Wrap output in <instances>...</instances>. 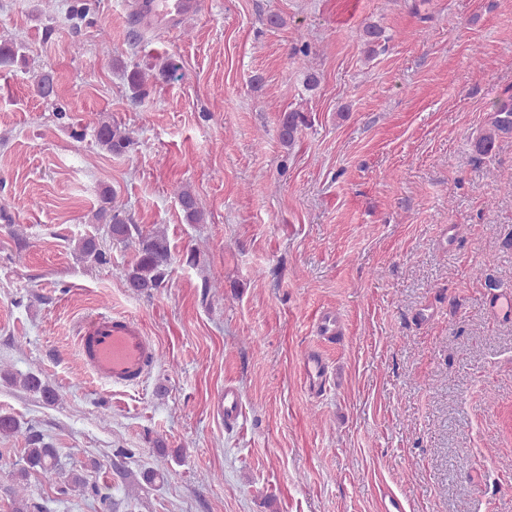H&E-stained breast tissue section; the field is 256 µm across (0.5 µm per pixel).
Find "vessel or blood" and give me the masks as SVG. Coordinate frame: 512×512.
Returning <instances> with one entry per match:
<instances>
[{
  "mask_svg": "<svg viewBox=\"0 0 512 512\" xmlns=\"http://www.w3.org/2000/svg\"><path fill=\"white\" fill-rule=\"evenodd\" d=\"M128 6L131 12L162 31L173 28L184 17L201 13L204 3L203 0H129ZM315 329L319 344L304 352L300 369L308 394L318 399L331 377L320 347L341 341L342 326L335 312L326 311L318 316ZM77 353L98 379L113 386L130 387L141 382L154 366L158 346L132 318L100 313L82 326ZM219 407L226 426L239 422L243 409L236 387L225 386Z\"/></svg>",
  "mask_w": 512,
  "mask_h": 512,
  "instance_id": "b4317fda",
  "label": "vessel or blood"
}]
</instances>
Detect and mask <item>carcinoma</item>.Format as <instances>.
Returning a JSON list of instances; mask_svg holds the SVG:
<instances>
[{
	"instance_id": "carcinoma-1",
	"label": "carcinoma",
	"mask_w": 512,
	"mask_h": 512,
	"mask_svg": "<svg viewBox=\"0 0 512 512\" xmlns=\"http://www.w3.org/2000/svg\"><path fill=\"white\" fill-rule=\"evenodd\" d=\"M19 58H25L23 44L8 42L0 44V66L11 65ZM145 79L146 72L137 67L128 74L133 99L136 102L143 99ZM32 84L34 91L43 98H49L55 93L54 79L49 73L34 75ZM494 112L495 117L486 134L489 139L498 132L512 131V105L498 104L495 106ZM280 124L282 142L290 146L295 142L305 120L301 112L291 111L283 114ZM96 140L102 149L111 154H123L133 145L129 132L104 116L96 122ZM175 195L186 221L190 224L200 223L203 220V213L198 207L193 191L183 186L176 190ZM114 201L113 192H105L103 195L104 206L95 213V219L111 225L112 233L118 235V240L137 244V261L125 274L126 284L136 292L149 294L163 285L171 265L172 253L165 232L157 229L147 233L143 232L138 225L131 223L130 219L126 218L122 206L114 204ZM74 251L83 261L100 263L106 260L105 252L93 237L79 239L75 244ZM3 377L20 385L30 393L40 395L48 403H53L56 400L54 390L35 373H28L19 378L7 371L3 373ZM23 462L24 465L18 468L14 474L13 495L14 502L17 504L15 512H28L26 492L27 478L30 472L38 471L51 480L63 474L56 449L43 443L36 435L30 436L28 439V448L24 449Z\"/></svg>"
}]
</instances>
